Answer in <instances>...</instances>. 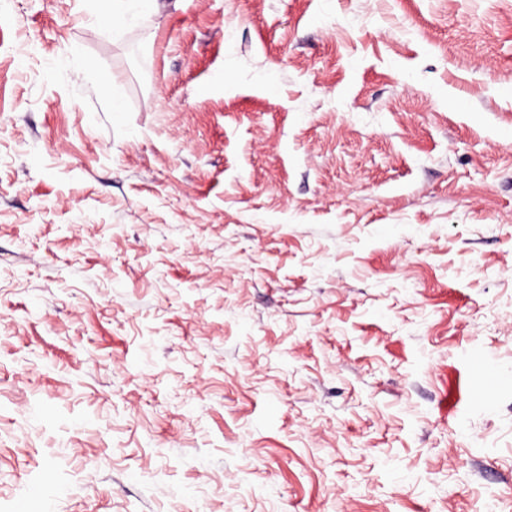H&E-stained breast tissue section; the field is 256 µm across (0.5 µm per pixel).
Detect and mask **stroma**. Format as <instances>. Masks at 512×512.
Segmentation results:
<instances>
[{
  "instance_id": "35a3bbf8",
  "label": "stroma",
  "mask_w": 512,
  "mask_h": 512,
  "mask_svg": "<svg viewBox=\"0 0 512 512\" xmlns=\"http://www.w3.org/2000/svg\"><path fill=\"white\" fill-rule=\"evenodd\" d=\"M157 2L0 0V512H512V0Z\"/></svg>"
}]
</instances>
